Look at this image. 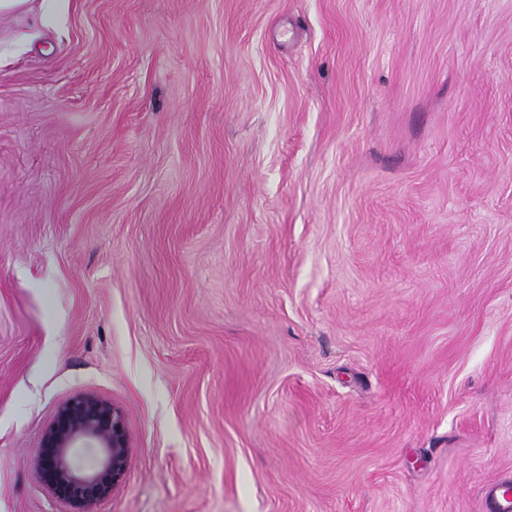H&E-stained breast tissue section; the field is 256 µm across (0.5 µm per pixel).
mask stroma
Returning <instances> with one entry per match:
<instances>
[{"mask_svg": "<svg viewBox=\"0 0 512 512\" xmlns=\"http://www.w3.org/2000/svg\"><path fill=\"white\" fill-rule=\"evenodd\" d=\"M94 392L93 512H486L512 482V0L0 18V512ZM131 447L121 409L92 392L73 395L44 427L32 466L68 512H88L123 483ZM483 493L488 512L512 511V483L506 481L488 483Z\"/></svg>", "mask_w": 512, "mask_h": 512, "instance_id": "obj_1", "label": "stroma"}]
</instances>
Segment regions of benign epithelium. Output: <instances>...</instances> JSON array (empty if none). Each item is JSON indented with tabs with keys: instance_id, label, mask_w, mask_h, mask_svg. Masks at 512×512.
<instances>
[{
	"instance_id": "obj_1",
	"label": "benign epithelium",
	"mask_w": 512,
	"mask_h": 512,
	"mask_svg": "<svg viewBox=\"0 0 512 512\" xmlns=\"http://www.w3.org/2000/svg\"><path fill=\"white\" fill-rule=\"evenodd\" d=\"M131 447L121 409L92 392L73 395L44 427L32 466L44 489L88 512L123 483Z\"/></svg>"
}]
</instances>
